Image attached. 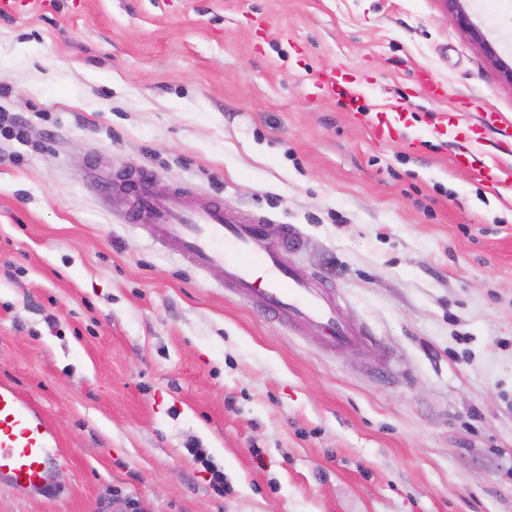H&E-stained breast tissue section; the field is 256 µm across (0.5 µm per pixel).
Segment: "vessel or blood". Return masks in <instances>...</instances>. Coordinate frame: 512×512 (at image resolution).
<instances>
[{"label": "vessel or blood", "mask_w": 512, "mask_h": 512, "mask_svg": "<svg viewBox=\"0 0 512 512\" xmlns=\"http://www.w3.org/2000/svg\"><path fill=\"white\" fill-rule=\"evenodd\" d=\"M149 176L138 172L119 182V190L135 198L130 220L147 226L154 240L172 244L200 269L220 268L225 287L249 298L265 314L288 322L306 321L325 343L342 349L367 339L365 329L349 325L328 299L282 258L299 248L294 225L237 224L218 201L183 210L176 192L147 191ZM59 441L43 411L10 383L0 382V481L15 489L48 488L57 465Z\"/></svg>", "instance_id": "1"}]
</instances>
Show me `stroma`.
I'll return each mask as SVG.
<instances>
[{
    "instance_id": "stroma-1",
    "label": "stroma",
    "mask_w": 512,
    "mask_h": 512,
    "mask_svg": "<svg viewBox=\"0 0 512 512\" xmlns=\"http://www.w3.org/2000/svg\"><path fill=\"white\" fill-rule=\"evenodd\" d=\"M463 7L498 61L441 0L0 12V115L28 126L0 137V380L61 448L53 491L1 483L0 512H512V0ZM139 171L294 225L287 263L369 341L328 349L128 223L113 185Z\"/></svg>"
}]
</instances>
